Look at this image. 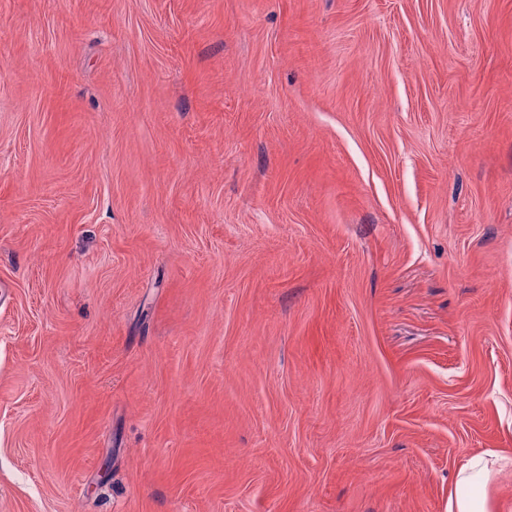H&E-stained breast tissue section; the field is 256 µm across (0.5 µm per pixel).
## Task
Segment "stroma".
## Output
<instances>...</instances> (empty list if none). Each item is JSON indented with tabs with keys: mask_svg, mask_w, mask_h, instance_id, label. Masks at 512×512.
<instances>
[{
	"mask_svg": "<svg viewBox=\"0 0 512 512\" xmlns=\"http://www.w3.org/2000/svg\"><path fill=\"white\" fill-rule=\"evenodd\" d=\"M512 453V0H0V512H447ZM512 467V456L495 450L472 456L448 490V512H510L512 504L495 492L500 475Z\"/></svg>",
	"mask_w": 512,
	"mask_h": 512,
	"instance_id": "1",
	"label": "stroma"
}]
</instances>
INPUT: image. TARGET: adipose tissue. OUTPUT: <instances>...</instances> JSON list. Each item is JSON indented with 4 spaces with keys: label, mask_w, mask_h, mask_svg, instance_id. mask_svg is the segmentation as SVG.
Masks as SVG:
<instances>
[{
    "label": "adipose tissue",
    "mask_w": 512,
    "mask_h": 512,
    "mask_svg": "<svg viewBox=\"0 0 512 512\" xmlns=\"http://www.w3.org/2000/svg\"><path fill=\"white\" fill-rule=\"evenodd\" d=\"M512 467V456L486 450L472 456L448 491V512H512V503L495 492L500 475Z\"/></svg>",
    "instance_id": "1"
}]
</instances>
